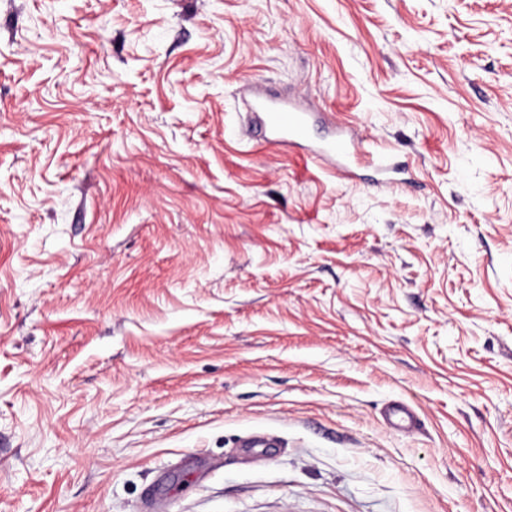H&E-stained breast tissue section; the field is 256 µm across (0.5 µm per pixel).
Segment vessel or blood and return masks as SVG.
Wrapping results in <instances>:
<instances>
[{"instance_id":"vessel-or-blood-1","label":"vessel or blood","mask_w":512,"mask_h":512,"mask_svg":"<svg viewBox=\"0 0 512 512\" xmlns=\"http://www.w3.org/2000/svg\"><path fill=\"white\" fill-rule=\"evenodd\" d=\"M254 111L263 113V127L272 143L288 146L305 138L311 111L294 100H282L268 94L259 97ZM312 158L331 162L341 174H349L357 156L353 139L344 127H337L331 138L311 148Z\"/></svg>"}]
</instances>
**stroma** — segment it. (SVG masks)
<instances>
[{"label": "stroma", "instance_id": "35a3bbf8", "mask_svg": "<svg viewBox=\"0 0 512 512\" xmlns=\"http://www.w3.org/2000/svg\"><path fill=\"white\" fill-rule=\"evenodd\" d=\"M158 497L512 512V0H0V512ZM252 109L264 112L263 133L269 141L281 146L298 144L304 139L313 114L295 100H281L269 93L259 97ZM312 158L320 161H330L336 170L347 175L351 172V164L357 156L354 140L346 129L336 126L331 138L310 149Z\"/></svg>", "mask_w": 512, "mask_h": 512}]
</instances>
